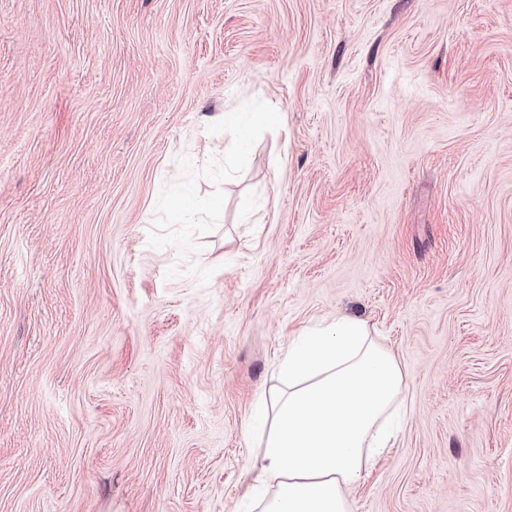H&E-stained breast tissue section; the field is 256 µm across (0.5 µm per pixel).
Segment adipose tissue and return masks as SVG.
<instances>
[{"instance_id":"adipose-tissue-1","label":"adipose tissue","mask_w":512,"mask_h":512,"mask_svg":"<svg viewBox=\"0 0 512 512\" xmlns=\"http://www.w3.org/2000/svg\"><path fill=\"white\" fill-rule=\"evenodd\" d=\"M249 470L271 486L263 512H351L350 490L392 447L404 420L397 357L361 320L311 327L278 363Z\"/></svg>"}]
</instances>
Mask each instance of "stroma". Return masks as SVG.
Instances as JSON below:
<instances>
[{
    "label": "stroma",
    "instance_id": "1",
    "mask_svg": "<svg viewBox=\"0 0 512 512\" xmlns=\"http://www.w3.org/2000/svg\"><path fill=\"white\" fill-rule=\"evenodd\" d=\"M344 315L408 417L352 512H512V0H0V512H260Z\"/></svg>",
    "mask_w": 512,
    "mask_h": 512
}]
</instances>
